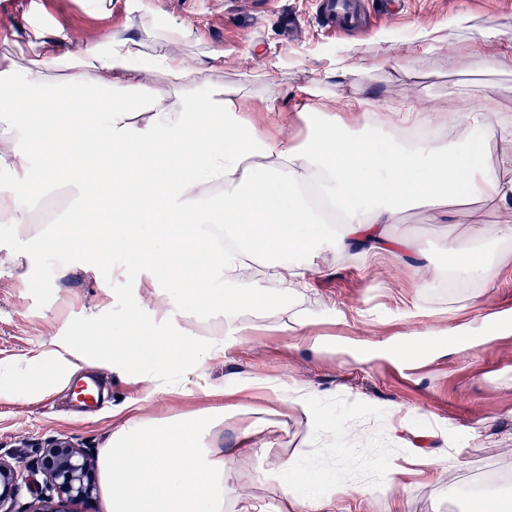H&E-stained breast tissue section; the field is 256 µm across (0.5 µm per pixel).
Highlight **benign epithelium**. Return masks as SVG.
<instances>
[{
    "instance_id": "obj_1",
    "label": "benign epithelium",
    "mask_w": 512,
    "mask_h": 512,
    "mask_svg": "<svg viewBox=\"0 0 512 512\" xmlns=\"http://www.w3.org/2000/svg\"><path fill=\"white\" fill-rule=\"evenodd\" d=\"M46 495L31 512H75L72 506L90 501L96 490L95 464L67 439L57 438L38 459ZM21 462L0 457V512H14L13 503L29 488Z\"/></svg>"
}]
</instances>
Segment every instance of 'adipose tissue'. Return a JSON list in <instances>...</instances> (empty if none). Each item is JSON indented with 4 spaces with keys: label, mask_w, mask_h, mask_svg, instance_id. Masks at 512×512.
Returning a JSON list of instances; mask_svg holds the SVG:
<instances>
[{
    "label": "adipose tissue",
    "mask_w": 512,
    "mask_h": 512,
    "mask_svg": "<svg viewBox=\"0 0 512 512\" xmlns=\"http://www.w3.org/2000/svg\"><path fill=\"white\" fill-rule=\"evenodd\" d=\"M480 37L488 67L512 72V34L488 27ZM165 38V53L153 58L132 38L73 55L32 28L0 57V169L29 188L24 196L0 191V223H29L37 198L65 185L73 211L88 218L79 231L93 243L114 244L118 230L168 225V233L137 237L130 256L133 264L153 266L156 277L179 278L189 317L201 308L232 317L238 297L223 290L224 274L259 250L270 255L271 279L291 291L322 275L314 258L327 247L347 262L382 253L425 258L418 239L392 232L402 210L415 205L455 220L440 245L448 265L427 268L422 287L496 277L499 254L475 249L512 242V152L485 160L498 105L493 94L447 112L355 99L347 120L336 114L334 97L324 96L314 106L319 123L295 144L243 122L245 87L209 82L193 91L204 73L199 59L179 31L166 30ZM157 75L166 92L152 88ZM129 92L137 93V105L126 101ZM89 100L92 121L85 117ZM30 112L39 115L38 127L25 124ZM378 135L385 149L376 147ZM36 138L49 143L50 160L39 168L29 157ZM190 170L197 178H187ZM217 186L223 197L213 195ZM472 201L503 213L504 222L464 223L461 209ZM289 254L301 262L287 263ZM131 351L140 357L135 371L142 381L180 394L219 348L187 332L159 339L134 333L119 343L99 336L91 345L80 336L53 341L28 369L62 382ZM158 360L171 366L166 378L150 367ZM232 417L215 407L189 421L132 417L118 425L98 456L107 512H224V466L233 453L212 446L211 438ZM279 469L296 487L284 493L278 512H298L306 503L326 512L314 476L293 459Z\"/></svg>",
    "instance_id": "1"
}]
</instances>
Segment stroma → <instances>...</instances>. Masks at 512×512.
I'll return each mask as SVG.
<instances>
[{
    "label": "stroma",
    "instance_id": "stroma-1",
    "mask_svg": "<svg viewBox=\"0 0 512 512\" xmlns=\"http://www.w3.org/2000/svg\"><path fill=\"white\" fill-rule=\"evenodd\" d=\"M366 9L367 28L343 33L329 28L315 0H0V53L36 25L49 39L65 35L72 54L113 36L142 40L157 54L165 49L157 30L164 23L183 34L202 63L223 53L218 77L228 87L247 85L248 125L264 128L260 102L275 100L282 135L296 142L310 132L299 113L314 103L319 80L343 103L409 99L441 110L490 90L512 100V73L487 70L474 49L483 27L512 33V0H412L396 20L379 16L374 0ZM462 14L468 27L456 25ZM421 27L437 29L443 44L404 60L407 75L393 72L398 48ZM347 55L370 71L362 83L340 88L330 71ZM68 218L63 212L56 224L28 225L23 240L0 228V364L24 370L53 339L83 335L92 322L126 335L133 330L129 312L150 320L159 298L171 314L152 335L190 327L203 341L222 344L224 355L182 394L154 390L125 358H113L99 368L111 389L96 413L69 411L59 385L0 396V453L27 465L56 438L94 453L132 415L180 420L213 406L245 405V422H259L261 433L244 437L245 422L216 431L218 447L236 451L224 468V512H237L245 498L255 512H277L290 477L270 480L266 473L287 458L320 477L319 491L335 512H448L452 493L465 491L474 474L490 466L512 471V332L479 340L490 316L512 317V265L491 283L448 291L421 287L417 262L383 256L347 263L328 250L320 259L325 274L299 294L256 274L225 281V290L240 294L238 318L249 326L237 336L225 333L220 311L187 319L178 283L157 286L128 272L129 248L120 242L107 250L72 236L67 264L47 276L44 257L54 249L57 224ZM447 228V219L409 207L395 230L419 239L439 265ZM280 306L308 317L307 330L280 335ZM425 328L452 329L476 343L443 345L408 363L388 355L389 346ZM255 380L264 389L252 388ZM287 385L314 391L310 412L277 401V389ZM208 387L218 395H205ZM313 418L322 424L314 434Z\"/></svg>",
    "mask_w": 512,
    "mask_h": 512
}]
</instances>
